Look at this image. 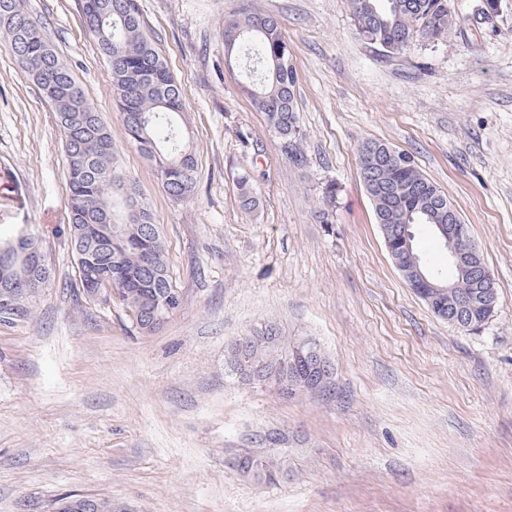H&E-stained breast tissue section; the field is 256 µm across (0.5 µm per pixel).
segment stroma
<instances>
[{
    "label": "stroma",
    "mask_w": 512,
    "mask_h": 512,
    "mask_svg": "<svg viewBox=\"0 0 512 512\" xmlns=\"http://www.w3.org/2000/svg\"><path fill=\"white\" fill-rule=\"evenodd\" d=\"M479 2L451 0L446 41L385 57L346 0H138L183 88L198 164L193 198L175 202L117 142L182 296L150 334L71 290L63 137L0 34V237L34 230L53 272L29 318L0 321V512H51L65 494L112 512H512V12L487 24ZM27 8L120 130L82 0ZM245 9L276 16L290 45L303 164L224 63L222 22ZM365 139L411 155L469 225L497 283L479 330L436 317L392 263L360 176ZM330 185L335 221L321 224ZM270 320L284 347L316 343L330 390L290 396L231 371L232 343ZM265 431L279 442L256 446ZM253 453L287 477L265 484L229 463Z\"/></svg>",
    "instance_id": "stroma-1"
}]
</instances>
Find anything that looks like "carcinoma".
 <instances>
[{"label":"carcinoma","instance_id":"cac0c4a2","mask_svg":"<svg viewBox=\"0 0 512 512\" xmlns=\"http://www.w3.org/2000/svg\"><path fill=\"white\" fill-rule=\"evenodd\" d=\"M102 5L98 16L82 10L86 26L110 63L112 91L123 114L125 138L137 147L150 145L145 156L153 163L166 193L177 201L189 200L197 182L194 142L182 133V88L165 58L144 33L137 0H93ZM347 8L358 33L367 44L394 55L411 48L415 40L439 43L457 27V15L449 0H347ZM0 29L6 34L17 59L25 65L33 82L47 93L44 78L53 83L57 126L65 142L69 184L68 236L74 263L84 282L95 271L82 267V254L98 253L100 264L112 272V292L126 307L142 312L140 327L153 331L148 318L167 302V289L174 287L166 261L165 246L153 214L142 198L136 211L126 213L115 192L118 184L135 181L117 164L115 138L89 101L71 69L57 56L45 26L25 9V0H0ZM224 61L227 67L239 62L246 71L240 84L254 108L264 113L268 126L282 141L284 153L297 165L305 160L304 134L296 103L294 66L276 67L279 60H292L278 20L268 14L243 12L224 19ZM392 145L364 139L357 146L363 184L369 194L382 234L399 238L403 225L416 231L420 224H454L461 221L448 197L418 169L403 152L396 163ZM243 206L255 209L259 199L251 178L238 181ZM336 189L328 187L321 196L315 217L330 224ZM39 236L22 230L0 241V270H19L23 253L38 248ZM478 257L472 272L454 278V299L425 300L440 318L463 329L476 330L486 322L482 299L481 265ZM265 340L242 337L231 348V366L239 370L252 364L249 380H272L281 390L322 383L328 362L319 353L288 364L281 350L276 324L265 325ZM234 465L257 480L274 483L287 475L266 460L239 456Z\"/></svg>","mask_w":512,"mask_h":512}]
</instances>
